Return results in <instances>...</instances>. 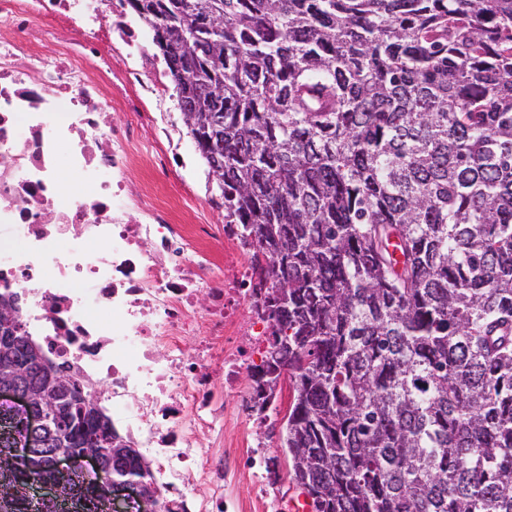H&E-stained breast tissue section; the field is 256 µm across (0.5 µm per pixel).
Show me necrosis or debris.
I'll return each instance as SVG.
<instances>
[{
  "label": "necrosis or debris",
  "mask_w": 512,
  "mask_h": 512,
  "mask_svg": "<svg viewBox=\"0 0 512 512\" xmlns=\"http://www.w3.org/2000/svg\"><path fill=\"white\" fill-rule=\"evenodd\" d=\"M150 42L122 0H0V295L107 402L157 489L145 512H239L224 497L239 465L219 447L274 401L240 378L264 368L270 282L240 225L182 224L160 199L168 150L154 147L148 186L127 182L155 124L130 98L121 125L106 114L113 86L143 84ZM122 44L141 69L115 66Z\"/></svg>",
  "instance_id": "4bbe7bcc"
}]
</instances>
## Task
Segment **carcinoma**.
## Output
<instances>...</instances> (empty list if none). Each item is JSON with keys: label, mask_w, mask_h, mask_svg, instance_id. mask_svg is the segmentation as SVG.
I'll return each mask as SVG.
<instances>
[{"label": "carcinoma", "mask_w": 512, "mask_h": 512, "mask_svg": "<svg viewBox=\"0 0 512 512\" xmlns=\"http://www.w3.org/2000/svg\"><path fill=\"white\" fill-rule=\"evenodd\" d=\"M228 224L263 244L288 372L281 435L316 512H512V0H129ZM0 350V376L25 357ZM20 388L59 399L48 372ZM112 429L79 401L39 437L61 502L0 456V502ZM24 437L0 407V448ZM107 472L148 481L135 449Z\"/></svg>", "instance_id": "carcinoma-1"}]
</instances>
